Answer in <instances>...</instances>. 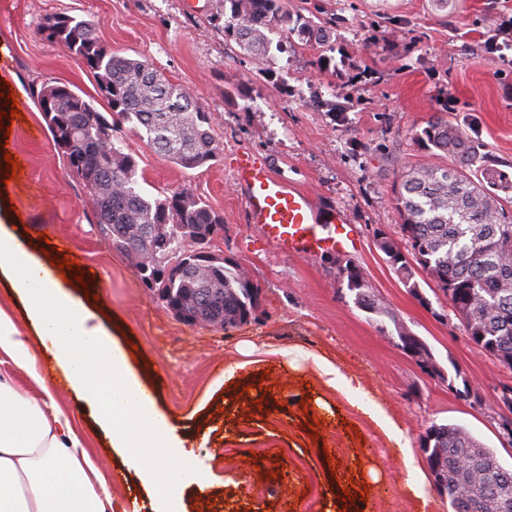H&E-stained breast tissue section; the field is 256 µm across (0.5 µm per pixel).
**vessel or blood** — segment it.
<instances>
[{"mask_svg":"<svg viewBox=\"0 0 512 512\" xmlns=\"http://www.w3.org/2000/svg\"><path fill=\"white\" fill-rule=\"evenodd\" d=\"M235 162L236 185L245 202L247 221L277 254L312 255L356 247L357 230L341 209L322 208L308 193L272 174L257 156L241 152Z\"/></svg>","mask_w":512,"mask_h":512,"instance_id":"obj_1","label":"vessel or blood"}]
</instances>
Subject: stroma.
Listing matches in <instances>:
<instances>
[{"label": "stroma", "mask_w": 512, "mask_h": 512, "mask_svg": "<svg viewBox=\"0 0 512 512\" xmlns=\"http://www.w3.org/2000/svg\"><path fill=\"white\" fill-rule=\"evenodd\" d=\"M220 0H0V112L18 108L10 157L25 168L6 180L0 219L51 260L67 257L95 310L139 377L160 378L157 407L197 446L210 486L188 489L185 512H422L405 486L407 465L426 469L420 439L431 424L465 426L503 464L512 463V420L500 401L512 369L466 336L436 282L416 271L411 294L378 248L401 241L394 187L404 169L435 164L414 133L450 111L472 124L500 178L487 191L512 197V47L484 41L512 0H288L289 27H274L262 60L244 53L211 19ZM96 24L109 51L149 60L183 85L211 117L216 156L182 170L134 132L141 188L161 198L187 182L224 220L211 253L241 265L261 288L254 319L230 330L182 322L96 230L88 189L70 175L37 105L60 82L99 112L96 77L65 47L38 35L46 16ZM325 26V41L304 27ZM247 151L323 205L342 209L361 233L352 260L404 326L431 348L442 376L425 373L397 338L381 333L336 281V254L282 258L246 221L233 181ZM334 360L364 396L327 387L314 355ZM233 370L225 378V370ZM62 418L108 477L112 512H152L139 476L113 451L65 378L51 382ZM381 407L407 442L391 440L367 413Z\"/></svg>", "instance_id": "obj_1"}]
</instances>
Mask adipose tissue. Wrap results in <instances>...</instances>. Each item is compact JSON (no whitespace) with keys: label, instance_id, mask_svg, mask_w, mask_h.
<instances>
[{"label":"adipose tissue","instance_id":"adipose-tissue-1","mask_svg":"<svg viewBox=\"0 0 512 512\" xmlns=\"http://www.w3.org/2000/svg\"><path fill=\"white\" fill-rule=\"evenodd\" d=\"M0 274L25 305L38 336L89 407L113 450L139 471L154 512H183L187 487L208 479L177 424L144 397L125 351L47 265L43 255L0 224ZM42 387L38 358L14 319L0 311V354ZM0 512H112L107 477L50 392L35 395L0 381Z\"/></svg>","mask_w":512,"mask_h":512}]
</instances>
